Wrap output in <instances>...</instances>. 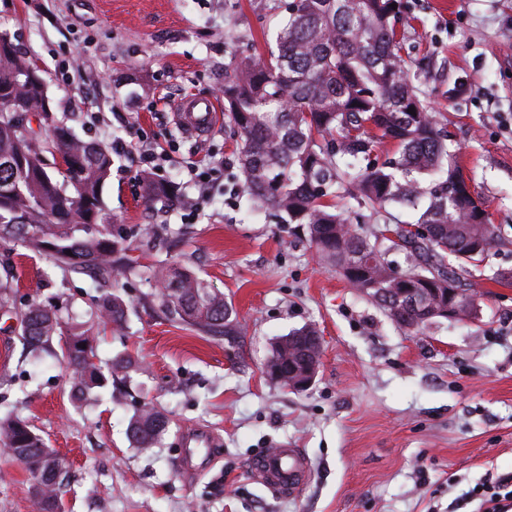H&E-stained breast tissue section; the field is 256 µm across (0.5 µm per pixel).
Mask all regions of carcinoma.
<instances>
[{
	"label": "carcinoma",
	"mask_w": 512,
	"mask_h": 512,
	"mask_svg": "<svg viewBox=\"0 0 512 512\" xmlns=\"http://www.w3.org/2000/svg\"><path fill=\"white\" fill-rule=\"evenodd\" d=\"M399 0H290L276 34V50L266 57L244 56L224 67V110L241 141L238 179L252 204L276 224H298L320 257L359 293L383 309L399 327L422 328L414 311L397 316L375 297V289L449 288L460 290L463 310L472 295L458 276L504 245L479 196L468 189L455 160L448 130L419 96L415 73L403 59L396 22ZM33 62L15 45L0 44V103L24 94L38 106L37 90L22 81ZM414 109L410 114L408 109ZM46 145L70 155L80 168L78 184L56 180L37 155L21 122L0 117V235L47 253L74 271L93 268L102 275L130 273L114 265L125 250L111 234L102 191L112 156L103 147L80 141L68 129ZM395 146L393 157L372 159L376 144ZM168 182L147 176L148 200L169 195ZM392 207L418 212L413 226L380 229L386 248L361 234L356 225ZM407 253L406 267L389 259ZM72 255H67V252ZM168 315L209 336H237L240 323L224 295L179 264L163 263L151 274ZM99 318L119 326L125 303L111 293L100 296ZM23 344L39 355L52 351L61 334L60 309L33 304L21 313ZM316 330L303 327L280 337L270 357L282 364L302 358L300 338ZM71 336L84 348L62 352L72 370L77 400L103 381L93 363L86 332ZM169 425L161 411L143 407L128 424L132 443L148 449ZM0 445L28 460L45 442L19 416L0 418Z\"/></svg>",
	"instance_id": "carcinoma-1"
}]
</instances>
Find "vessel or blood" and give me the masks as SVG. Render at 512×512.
<instances>
[{"label": "vessel or blood", "mask_w": 512, "mask_h": 512, "mask_svg": "<svg viewBox=\"0 0 512 512\" xmlns=\"http://www.w3.org/2000/svg\"><path fill=\"white\" fill-rule=\"evenodd\" d=\"M179 127L188 134L203 136L211 132L220 121V109L211 97L186 96L176 104ZM216 439L210 431L197 429L182 440L180 467L185 471L199 469L207 460ZM312 466L297 448H280L257 456L252 460L250 473L274 493L298 494L308 482Z\"/></svg>", "instance_id": "obj_1"}]
</instances>
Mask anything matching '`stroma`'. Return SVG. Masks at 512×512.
<instances>
[{
  "label": "stroma",
  "mask_w": 512,
  "mask_h": 512,
  "mask_svg": "<svg viewBox=\"0 0 512 512\" xmlns=\"http://www.w3.org/2000/svg\"><path fill=\"white\" fill-rule=\"evenodd\" d=\"M275 2L0 0V33L43 70L53 101L29 127L48 136L63 121L110 149L102 198L137 269L114 284L128 307L118 330L96 316L98 276L0 241V280L14 296L0 310V417L25 419L62 460L63 512H471L468 492L486 473L512 472V281L491 278L512 270V0H401L420 97L447 117L459 165L507 240L469 275L476 317L415 333L322 264L293 225L253 212L228 121L198 138L174 120L184 95L221 97L225 65L274 46ZM161 98L168 108L156 109ZM145 148L169 154L155 175L175 183L173 197L146 200ZM191 161L224 165L193 210ZM169 260L223 293L243 335L208 336L162 311L142 272ZM35 301L93 338L106 382L82 406L61 357H34L21 341L18 315ZM309 325L321 364L295 392L265 365L274 341ZM118 355L136 370L112 374ZM147 404L169 427L143 451L126 427ZM196 427L222 446L203 471L183 472L177 441ZM274 448L310 460L298 495L252 478L251 460ZM0 512H36L31 474L1 451Z\"/></svg>",
  "instance_id": "stroma-1"
}]
</instances>
